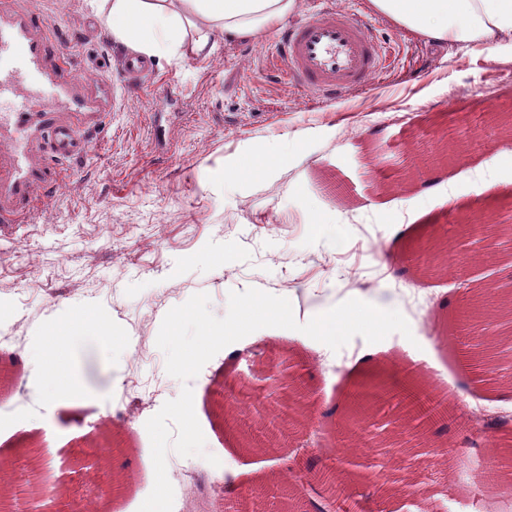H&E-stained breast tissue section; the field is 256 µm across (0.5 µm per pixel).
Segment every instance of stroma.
I'll use <instances>...</instances> for the list:
<instances>
[{"label":"stroma","mask_w":512,"mask_h":512,"mask_svg":"<svg viewBox=\"0 0 512 512\" xmlns=\"http://www.w3.org/2000/svg\"><path fill=\"white\" fill-rule=\"evenodd\" d=\"M55 27L77 69L120 87L117 106L89 136L86 155L59 162L60 180L34 190L35 205L0 234V307L14 338L0 342V459L41 462L13 474L11 496L30 495L28 477L65 472L63 487L98 471L76 445L110 443L109 470L119 488L110 512H138L151 492L149 435L139 422L115 414L122 382L177 398L182 382L166 371L156 338L165 314L205 293L214 316H225L228 295L255 288L290 301L298 323L359 299L398 310L412 335L392 333L371 344L353 337L337 351L344 366L327 371L326 346L290 329L267 328L223 348L188 386L205 436L202 470L231 477L253 470L270 482L289 480L282 449L242 448L238 433L267 436L280 420L260 413L226 427L210 394L223 385L237 398L240 384L255 401L275 402L278 383L299 379L315 411L307 465L320 472L338 448L356 443L360 468L336 484L338 496L368 512H505L512 508V467L496 471L485 492L477 474L512 453V427L486 437L469 420L476 409L512 419V402L497 399L500 370L473 360L471 344L512 335L498 314L476 316L456 277L472 268L476 284L512 286V237L459 236L467 218L512 223V138L501 122L512 113V57L481 45L425 42L369 11L367 0H302L299 18L332 6L354 13L393 53L381 81L348 96L319 99L276 78L266 66L274 35L256 44L228 45L216 35L205 59H152L148 80L126 85L121 45L98 15V0H18ZM480 114L491 134L474 145L462 124ZM264 179H235L230 163L250 151L282 150ZM456 157L406 182L417 159L444 144ZM447 241L448 266L414 275L410 262ZM372 243L385 278L371 279L355 242ZM86 311L120 336L113 351L96 338L75 358L88 396L78 405L45 403L35 388L45 325L63 311ZM403 383L424 384L451 405L453 418L406 429L405 448L379 446L371 430H346L343 406L364 369ZM420 459L426 495L412 498L395 465L403 454ZM218 465H210L209 456ZM493 469V468H492Z\"/></svg>","instance_id":"35a3bbf8"}]
</instances>
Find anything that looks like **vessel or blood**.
I'll list each match as a JSON object with an SVG mask.
<instances>
[{
    "mask_svg": "<svg viewBox=\"0 0 512 512\" xmlns=\"http://www.w3.org/2000/svg\"><path fill=\"white\" fill-rule=\"evenodd\" d=\"M276 56L289 80L322 98L357 89L385 69L386 57L363 24L343 11L283 28ZM0 140L12 155L0 160V224L17 223L30 208L32 187L46 165L83 153V134L114 102V87L87 81L58 51L51 24L39 12L0 0Z\"/></svg>",
    "mask_w": 512,
    "mask_h": 512,
    "instance_id": "1",
    "label": "vessel or blood"
}]
</instances>
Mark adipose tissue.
Masks as SVG:
<instances>
[{
    "label": "adipose tissue",
    "instance_id": "ef3b65f1",
    "mask_svg": "<svg viewBox=\"0 0 512 512\" xmlns=\"http://www.w3.org/2000/svg\"><path fill=\"white\" fill-rule=\"evenodd\" d=\"M114 40L146 58L184 60L210 53L214 34L227 43H256L296 15L301 0H100ZM369 8L425 41L484 45L512 55V0H368ZM95 321L75 311L50 324L41 393L73 404L84 388L57 340L77 349Z\"/></svg>",
    "mask_w": 512,
    "mask_h": 512
}]
</instances>
